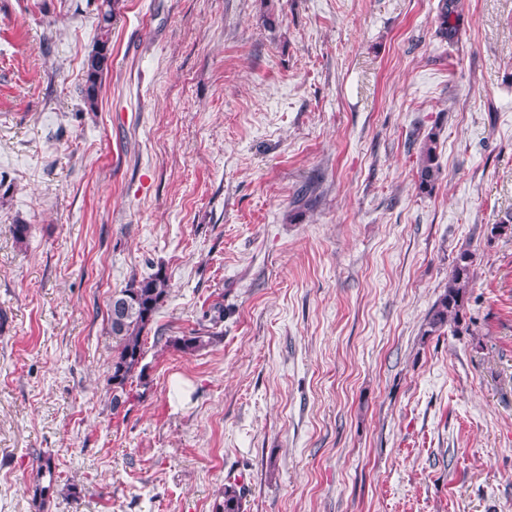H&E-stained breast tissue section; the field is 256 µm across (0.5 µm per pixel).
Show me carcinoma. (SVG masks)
Masks as SVG:
<instances>
[{
  "mask_svg": "<svg viewBox=\"0 0 512 512\" xmlns=\"http://www.w3.org/2000/svg\"><path fill=\"white\" fill-rule=\"evenodd\" d=\"M118 3L119 0H99L97 6L99 38L84 61L85 84L82 88L83 104L90 112L98 109L102 75L110 56L112 20ZM459 8L460 0H441L436 16V35L439 38L452 41L457 37L458 27L451 19L460 17ZM439 174L437 134L433 132L426 137L420 148L417 170L420 192H432ZM474 272V253L468 248L461 249L453 261L444 292L429 311L425 334L431 335L445 327L458 334L469 331V324L466 323L470 300L468 291ZM168 294L169 279L160 267L147 278H132L124 288L112 295L108 325L114 342V355L107 377V392L110 393V406L114 413L129 402V386L133 379L144 374L141 362L144 357L145 333L150 329L155 314ZM217 336L216 332L207 338L183 336L174 340L173 345L185 354H193L208 346ZM56 482L51 458H38L33 504L41 512ZM213 512H244L243 492L234 484L224 486L222 498L214 502Z\"/></svg>",
  "mask_w": 512,
  "mask_h": 512,
  "instance_id": "cac0c4a2",
  "label": "carcinoma"
}]
</instances>
